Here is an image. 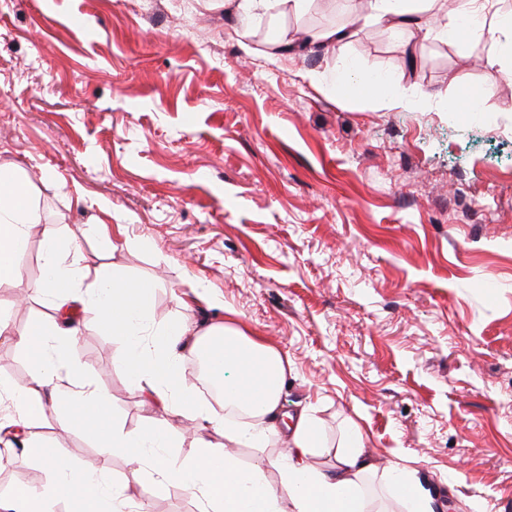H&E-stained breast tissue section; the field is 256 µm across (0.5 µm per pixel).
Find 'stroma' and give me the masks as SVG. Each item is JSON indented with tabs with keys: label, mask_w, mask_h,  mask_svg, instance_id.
I'll list each match as a JSON object with an SVG mask.
<instances>
[{
	"label": "stroma",
	"mask_w": 512,
	"mask_h": 512,
	"mask_svg": "<svg viewBox=\"0 0 512 512\" xmlns=\"http://www.w3.org/2000/svg\"><path fill=\"white\" fill-rule=\"evenodd\" d=\"M354 0H306L241 27L229 0H0V166L28 186L41 222L0 285L21 330L52 313L44 245L58 233L77 265L117 269L154 290L150 322L184 317L245 332L288 361L282 411L311 408L329 468L351 427L378 467L356 485L371 512H406L383 474L399 468L438 512H512V59L490 33L461 50L432 36L359 25L342 45L278 55L298 34L344 27ZM416 72H408L406 54ZM412 84L427 109L360 105L357 67ZM476 89L471 112L453 102ZM111 225L109 238L96 224ZM223 308L184 310L190 285ZM121 340L81 326L69 356L125 430L164 420L194 456L223 406L166 417L144 405ZM37 351L0 338V378L19 383ZM39 442L73 466L126 458L47 404ZM53 474L0 444V495ZM145 512H200L157 476Z\"/></svg>",
	"instance_id": "stroma-1"
}]
</instances>
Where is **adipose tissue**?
<instances>
[{"label":"adipose tissue","mask_w":512,"mask_h":512,"mask_svg":"<svg viewBox=\"0 0 512 512\" xmlns=\"http://www.w3.org/2000/svg\"><path fill=\"white\" fill-rule=\"evenodd\" d=\"M359 13L391 32L414 36L426 30L415 0H360ZM348 86L384 110L404 106L415 95L411 86L382 84L363 67ZM38 222L27 185L0 170V283L19 276L16 259L27 245L29 227ZM70 249V243L57 234L47 235V285L55 294L50 321L17 333L0 317L1 336L17 335L19 344L39 349L25 384L0 382V397L14 402L13 413L0 416V439L18 431L28 433V448L37 450L55 475L43 491L21 487L0 498V512H53L59 501L68 502L74 512H122L131 501L125 491L104 492L102 468L74 467L32 438L49 398L64 408L71 425L105 438L108 447L121 451L133 481L153 469L164 483L200 496L203 512H284L286 501L291 512H368V503L354 484L358 475L373 469L360 430L349 431L331 469L312 468L309 459L323 446L317 419L303 409L281 421L288 361L276 349L228 321L204 330L188 320L173 321L143 332L152 308L151 289L117 270L109 274L63 265ZM76 300L85 312L80 320L72 308ZM84 322L105 326L125 341L123 366L132 384L145 400L172 413H197L180 363L187 355L203 358L208 380L223 390L225 406L235 412L233 418L211 422L213 428L223 430L225 445L199 440L196 454L181 460L167 452L170 435L164 424L153 423L132 433L111 421L105 411L106 396L64 355L67 341ZM275 440L287 442V454L250 469L241 467L229 450L233 444L263 448ZM269 466L279 472V485L267 481L264 472Z\"/></svg>","instance_id":"1"}]
</instances>
